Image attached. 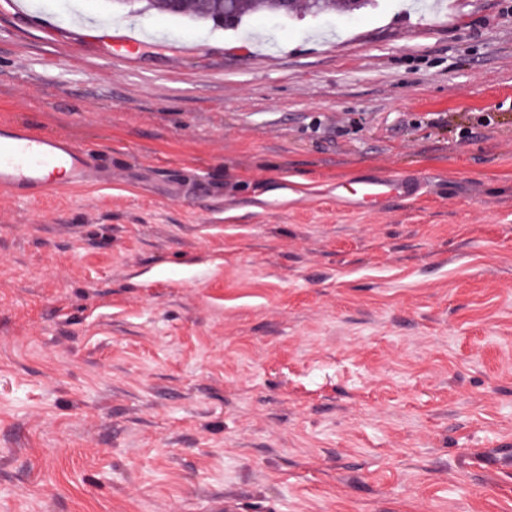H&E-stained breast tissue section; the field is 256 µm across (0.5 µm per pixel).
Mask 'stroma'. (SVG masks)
Instances as JSON below:
<instances>
[{
  "mask_svg": "<svg viewBox=\"0 0 512 512\" xmlns=\"http://www.w3.org/2000/svg\"><path fill=\"white\" fill-rule=\"evenodd\" d=\"M2 123L103 177L0 191V512H512V0H0ZM204 4L200 0H180L178 8L170 9L169 0H106L111 8H128L129 14L141 15L149 12L167 14L177 18H187L192 21L213 22L223 25L224 29L237 28L243 18L257 12H267L276 16L290 17L298 13L320 15L336 12V0H288L286 5L282 0H208ZM140 5V7H136ZM225 14L233 18L231 23L224 22ZM350 185L352 190L349 194L359 205H376L387 199L413 195L418 190L412 182L397 176H378Z\"/></svg>",
  "mask_w": 512,
  "mask_h": 512,
  "instance_id": "obj_1",
  "label": "stroma"
}]
</instances>
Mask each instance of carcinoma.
Wrapping results in <instances>:
<instances>
[{
  "instance_id": "carcinoma-1",
  "label": "carcinoma",
  "mask_w": 512,
  "mask_h": 512,
  "mask_svg": "<svg viewBox=\"0 0 512 512\" xmlns=\"http://www.w3.org/2000/svg\"><path fill=\"white\" fill-rule=\"evenodd\" d=\"M110 7L128 9V13L141 15L149 12L167 14L192 21L213 22L226 29L237 28L243 18L257 12L290 17L298 13L320 15L334 10L342 14H353L369 4L371 0H179L176 10H171L169 0H106Z\"/></svg>"
}]
</instances>
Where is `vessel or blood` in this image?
I'll return each mask as SVG.
<instances>
[{
  "label": "vessel or blood",
  "mask_w": 512,
  "mask_h": 512,
  "mask_svg": "<svg viewBox=\"0 0 512 512\" xmlns=\"http://www.w3.org/2000/svg\"><path fill=\"white\" fill-rule=\"evenodd\" d=\"M96 174L87 151L60 137L4 124L0 126V190L34 201L65 187L80 185ZM416 186L397 176H378L353 183L350 196L359 205L415 194Z\"/></svg>",
  "instance_id": "b4317fda"
}]
</instances>
